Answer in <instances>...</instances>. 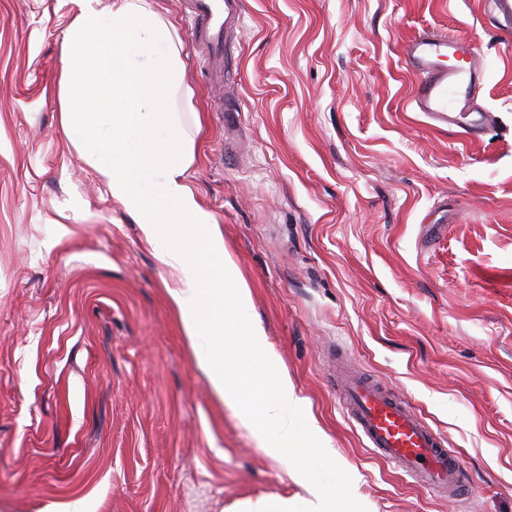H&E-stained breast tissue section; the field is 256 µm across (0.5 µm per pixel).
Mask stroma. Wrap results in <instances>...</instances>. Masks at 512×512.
<instances>
[{
  "instance_id": "stroma-1",
  "label": "stroma",
  "mask_w": 512,
  "mask_h": 512,
  "mask_svg": "<svg viewBox=\"0 0 512 512\" xmlns=\"http://www.w3.org/2000/svg\"><path fill=\"white\" fill-rule=\"evenodd\" d=\"M240 2L224 80L187 52L189 182L332 453L279 462L214 397L167 269L61 129L71 0H0V512H512V34L482 0ZM426 30L475 42L482 142L410 110L403 46ZM334 352L445 435L463 498L370 453ZM304 457L326 484L299 479ZM242 510V512H336V509L324 511L321 502L317 504L299 502L289 506L288 501L263 502L258 506H245Z\"/></svg>"
}]
</instances>
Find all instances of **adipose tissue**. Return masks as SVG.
I'll return each mask as SVG.
<instances>
[{
  "instance_id": "obj_1",
  "label": "adipose tissue",
  "mask_w": 512,
  "mask_h": 512,
  "mask_svg": "<svg viewBox=\"0 0 512 512\" xmlns=\"http://www.w3.org/2000/svg\"><path fill=\"white\" fill-rule=\"evenodd\" d=\"M62 44L60 122L158 262L193 353L214 395L276 458L320 441L298 425V399L263 329L251 292L224 248V232L188 182L194 138L174 100L190 101L185 47L148 0H72Z\"/></svg>"
}]
</instances>
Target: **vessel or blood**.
<instances>
[{
  "instance_id": "vessel-or-blood-1",
  "label": "vessel or blood",
  "mask_w": 512,
  "mask_h": 512,
  "mask_svg": "<svg viewBox=\"0 0 512 512\" xmlns=\"http://www.w3.org/2000/svg\"><path fill=\"white\" fill-rule=\"evenodd\" d=\"M238 0H196L192 44L203 45L212 61H225L231 47L229 24ZM485 22L512 33V0H485ZM408 69L417 77L412 111L433 126L459 130L467 140H481L493 123L477 104L482 70L472 43L458 35L420 34L405 46ZM336 397L343 415L367 440L371 452L439 497L458 499L467 485L456 453L404 398L384 391L360 370L336 366Z\"/></svg>"
}]
</instances>
